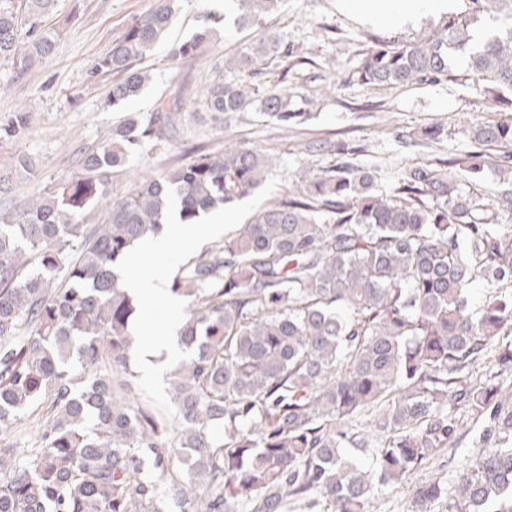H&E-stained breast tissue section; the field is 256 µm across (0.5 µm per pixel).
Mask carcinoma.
Masks as SVG:
<instances>
[{"mask_svg": "<svg viewBox=\"0 0 512 512\" xmlns=\"http://www.w3.org/2000/svg\"><path fill=\"white\" fill-rule=\"evenodd\" d=\"M58 0H0V62L19 72L49 57L45 27ZM179 0H154L94 64L113 76L108 104L137 98L151 74L138 62L170 28ZM243 28L281 0H232ZM471 0L420 41L370 47L349 74L364 84L437 83L454 61L497 104L512 101V0ZM219 18L204 15L170 58L187 62ZM291 67L298 47L272 35L215 66L201 97L224 127L254 111L288 128L311 113L280 84L250 79L269 60ZM239 73L228 79L226 74ZM182 124L174 96L145 116L127 112L84 151L76 171L21 204L0 181V512H368L381 487L455 447L468 421L486 440L456 477L415 487L410 512H512V121L472 126L481 149L404 169L391 190L359 150L312 142L299 194L270 202L238 234L186 263L170 290L188 301L170 373L167 419L142 395L129 327L137 303L116 264L165 225L253 196L270 155L227 140L165 173L131 171L145 145L163 150ZM18 112L0 133L18 137ZM503 175L493 198L478 182ZM124 178L126 188L114 187ZM488 294L479 309L471 286ZM35 416L39 441L12 433ZM371 454L372 464L354 462Z\"/></svg>", "mask_w": 512, "mask_h": 512, "instance_id": "obj_1", "label": "carcinoma"}]
</instances>
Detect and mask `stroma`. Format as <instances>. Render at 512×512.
I'll return each instance as SVG.
<instances>
[{
  "instance_id": "obj_1",
  "label": "stroma",
  "mask_w": 512,
  "mask_h": 512,
  "mask_svg": "<svg viewBox=\"0 0 512 512\" xmlns=\"http://www.w3.org/2000/svg\"><path fill=\"white\" fill-rule=\"evenodd\" d=\"M151 5L152 0H59L48 21L60 34L53 53L22 74L10 63L0 64V84L9 87L0 96V127L16 112L31 116L21 138L0 139V177L10 179L16 200L36 197L67 176L79 151L100 144L124 112H153L160 98L178 92L186 119L171 151L142 150L132 156V166L161 174L190 154L222 148L225 140L233 139L270 154L271 172L281 177L271 194L275 200L296 193V175L308 161L305 147L310 141L331 139L364 147L362 163L388 188L403 168L473 150L467 134L471 126L512 118L510 107L491 108L484 83L470 79L460 67L446 81L423 85L371 86L348 80V72L371 45L393 38L420 40L437 18L427 14L404 26L371 25L340 9L337 0H283L278 13L251 28L226 23L195 62L177 64L169 50L193 35L201 13L220 16L230 9L228 0H181L165 37L144 61L152 73L149 87L124 107L107 106L112 78L91 76L90 68ZM273 33L294 41L308 59L289 71L286 85L294 106H301L303 98L314 99V118L284 130L249 112L231 126L219 127L200 105L214 77L212 61L240 54ZM430 125L445 128L446 138H422V128ZM22 154L35 158L37 176L17 169L15 161ZM483 429V424L472 425L459 448L442 452L405 481L376 493L369 512H408L415 486L433 477H452L476 452L475 438Z\"/></svg>"
}]
</instances>
